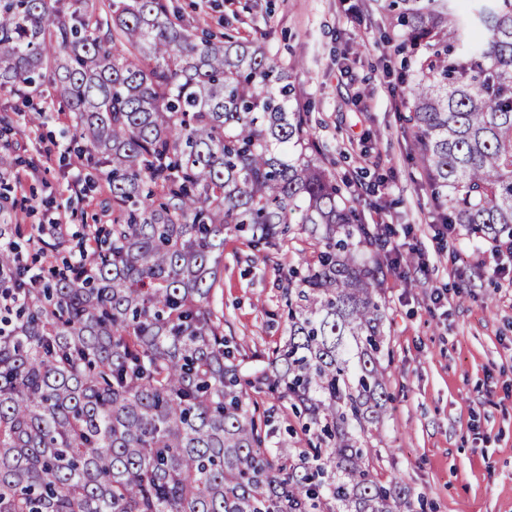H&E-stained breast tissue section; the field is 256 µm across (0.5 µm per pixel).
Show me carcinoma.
<instances>
[{
	"mask_svg": "<svg viewBox=\"0 0 512 512\" xmlns=\"http://www.w3.org/2000/svg\"><path fill=\"white\" fill-rule=\"evenodd\" d=\"M413 69L404 107L444 223L512 239V0H389ZM67 105L110 197L88 269L30 283L21 240L68 248L0 209V512H425L379 477L389 400L382 229L362 222L290 109L288 71L246 37L197 38L166 0H0V90L29 120ZM0 173L10 152L0 115ZM297 224L288 338L244 379L213 296L224 229L256 251ZM275 400L266 407L247 387ZM294 417L304 446L272 445Z\"/></svg>",
	"mask_w": 512,
	"mask_h": 512,
	"instance_id": "1",
	"label": "carcinoma"
}]
</instances>
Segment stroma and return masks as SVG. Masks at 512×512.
<instances>
[{
    "label": "stroma",
    "mask_w": 512,
    "mask_h": 512,
    "mask_svg": "<svg viewBox=\"0 0 512 512\" xmlns=\"http://www.w3.org/2000/svg\"><path fill=\"white\" fill-rule=\"evenodd\" d=\"M197 32H231L268 46L287 66L313 139L337 180L362 176L364 223L385 224L395 268L384 280L383 365L391 396L378 449L384 479L425 496L435 512H512V254L465 230L437 238L441 211L405 134L404 57L383 40L385 0H169ZM23 145L40 148V174L14 183L31 223L69 232L101 222L107 185L79 196L67 178L87 172L67 156L66 108ZM413 264H406V256ZM296 253L256 252L224 233L217 302L224 334L262 357L288 336L282 289Z\"/></svg>",
    "instance_id": "35a3bbf8"
}]
</instances>
